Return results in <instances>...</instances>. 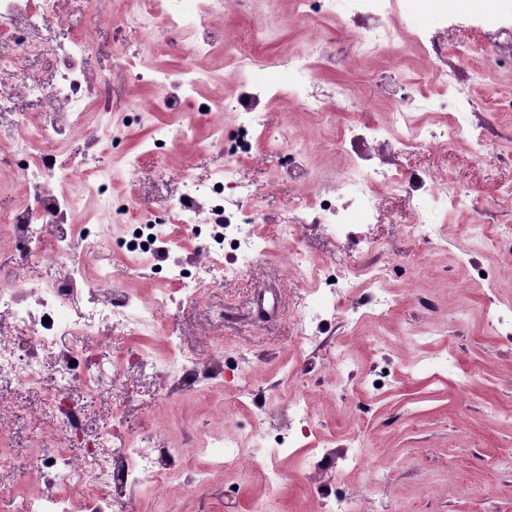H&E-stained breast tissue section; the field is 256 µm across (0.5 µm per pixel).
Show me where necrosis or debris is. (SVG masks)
Here are the masks:
<instances>
[{
    "instance_id": "1",
    "label": "necrosis or debris",
    "mask_w": 512,
    "mask_h": 512,
    "mask_svg": "<svg viewBox=\"0 0 512 512\" xmlns=\"http://www.w3.org/2000/svg\"><path fill=\"white\" fill-rule=\"evenodd\" d=\"M397 2L349 0L352 15L367 21L364 42L395 60L400 59L403 50L387 29L386 21ZM57 3L58 0H0V109L10 99L13 82H22L29 97L42 104L44 114L65 113L68 124L85 130L97 142L101 139V125L90 122L89 117L105 109L102 96L105 79L95 75L86 65L92 53L90 42L76 36L47 47L33 37L41 24L55 16ZM223 5L224 0H179L177 7L166 16L165 25L172 33L192 35L189 45L192 58L211 53L213 40L206 34L205 27L209 17ZM46 51L56 63L55 76L49 81L32 66L33 59ZM258 68L264 70L266 78L265 84L259 87L260 92H286L305 112H320L327 106L325 94L313 88V67L305 54L291 51L272 60L255 48L239 52L236 78H250ZM288 73L298 76V84L282 86L281 77ZM473 109L474 103L470 98L456 99L447 124L436 130L416 120L410 100L394 97L389 106L390 122L400 130L406 144L414 145L443 136L467 141L472 154L479 156L487 151L488 143L482 132L468 125L467 114ZM239 163L238 154L226 157L223 165L217 168L214 180L193 184L196 198L207 200L215 207L224 204L236 207L244 201H255V190L239 177ZM21 172L25 184L35 189L36 196L21 212L0 216V223L15 226L21 258L41 252L48 242L52 243L59 257H71L74 242L78 239L83 242L84 258L74 261L63 279L44 284L34 304H22L16 289L1 286L0 310L11 315L33 345L46 343L61 333L88 328L105 335L119 323L144 320L145 312L135 310L133 301L128 298L111 295L96 304L86 301V294L111 285L112 272L104 267L90 269L88 259L95 252L97 232L87 227L81 236H74L66 226V216L74 212L75 206L71 201L56 198L52 192L56 180L74 175L99 183L101 176L98 170L87 158L51 154L32 157ZM399 181V174L389 169H377L369 174L355 169L346 176L345 202L337 203L327 198L319 201L305 199L299 202L298 208L315 211L317 223L327 225L330 231L345 234L351 228L348 221L350 211L372 216L381 191L397 185ZM180 219L194 225L201 240L203 259L193 272L170 271L173 287L159 289L158 300L175 305L193 303L200 298L203 288L211 282L212 270L222 267L220 255L226 242H235L237 251L245 259L257 251L253 238L235 240L227 233L214 235L210 225L199 223L194 210L184 209ZM354 292L350 278L341 275L337 278L336 287L327 289L322 305L302 304L296 316L304 328L303 340L314 341L309 324L322 315L337 312L341 299L352 296ZM112 444L113 453L105 459L98 455L96 449L85 451L86 474L81 485L84 512H126L116 499L96 493L93 483L97 476L103 475L111 482L135 488L153 486L169 475L175 458L182 454L178 448L153 450L144 447L119 424L112 427Z\"/></svg>"
}]
</instances>
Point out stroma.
Returning a JSON list of instances; mask_svg holds the SVG:
<instances>
[{"mask_svg": "<svg viewBox=\"0 0 512 512\" xmlns=\"http://www.w3.org/2000/svg\"><path fill=\"white\" fill-rule=\"evenodd\" d=\"M174 0H152L151 13L139 12L127 0H59L57 19L42 26L43 41L87 36L94 42L90 67L110 76L105 118L112 133L105 147L77 131H65L53 142L27 137L17 127L22 115L38 111L21 86H14L12 108L0 112V142L20 146L32 155L64 151L87 155L99 172L109 175L106 192L90 190L80 179L60 181L57 195L79 203L74 222L104 226L94 262L111 268L114 285L149 310L142 324L115 326L107 336L93 331L61 334L36 352L40 382L22 388L0 380V447L25 457L36 449H70L74 474L59 492L76 493L83 446L51 398L63 395L84 412V432L94 439L113 422L112 394H123L122 421L130 436L148 437L171 448L187 449L185 469L209 470L210 458L192 455L200 440L214 434L237 436L242 448L295 429L290 403L310 404V435L300 439L297 456L276 460L258 457L241 470L211 472L202 487L188 485L180 474L168 476L158 493H139L102 483L100 491L126 502L130 512H316L323 495L361 496L360 512H512V338L494 333L490 323L497 308L512 305V256L487 236L482 246L466 239L463 227L481 215L488 228L512 225V200L499 196L500 185L512 183V112L498 106L512 94V60L491 62L487 50L498 41L495 17L487 27L473 26L469 10L458 22L438 31L449 54L444 61L456 71V93L470 96L478 109L469 121L487 132L494 145L480 157L465 142L430 141L415 152L399 149L400 132L390 129L383 152L363 141L342 142L355 125L387 120L386 94L379 90L391 69L387 56L360 44L354 26L345 24L344 0L317 26L290 16V0H242L211 18L208 31L217 42L237 47L254 28L264 36L262 50H314L319 86L336 106L325 112H300L287 97L269 95L251 100L246 89H226L231 58L219 55L197 61L200 80L190 102L159 107L153 82L139 72H175L185 56L162 51L167 36L162 22ZM467 43L475 53L459 64L453 52ZM400 71L403 79L422 83L417 102L420 122L441 127L453 106L436 83L430 60L410 51ZM263 112L265 125L242 133L239 115L223 110L222 96ZM226 143L243 142L246 157L242 180L259 191L255 220L238 224L242 235L261 242L254 261L232 279L204 289L200 301L180 307L154 297L161 287V269L190 267L198 257L199 240L190 225L170 220V207L183 198L190 182L209 180L220 158L211 146L216 126ZM181 131L186 141L173 140ZM369 168L393 164L405 187L387 189L376 204L372 221H358L349 237L329 235L320 224H306L295 207L301 198L335 194L354 163ZM455 182L472 191L464 207L438 209L421 186ZM134 206L144 218L162 217V235L170 247L162 257L123 253L119 247L131 233L119 210ZM429 209L423 233L410 235L413 206ZM296 225L304 266L288 260L290 239L282 228ZM8 225L0 224V286L32 288L66 271L51 250L20 260ZM371 267L389 273L384 286L398 294L385 322L352 324L339 314L320 322L322 347L300 342L296 309L310 299L322 300L336 273L351 274L359 292L352 305L364 308L372 294L365 281ZM267 285L281 290L274 314L257 313L256 292ZM444 328L429 335L431 326ZM180 336L184 350L203 364L207 380L178 392L179 374L162 342ZM424 334L415 348L407 336ZM147 351L143 363L119 364L126 348ZM71 350L89 364L88 382L62 388L58 357ZM350 354L353 375L339 373L337 357ZM380 386L369 400L359 397L364 382ZM253 395L247 409L226 405L234 386ZM365 456L363 472L340 470L338 460L352 451ZM385 467L386 484L372 481L371 471ZM34 469L0 466V512H16L17 503L44 489Z\"/></svg>", "mask_w": 512, "mask_h": 512, "instance_id": "1", "label": "stroma"}]
</instances>
